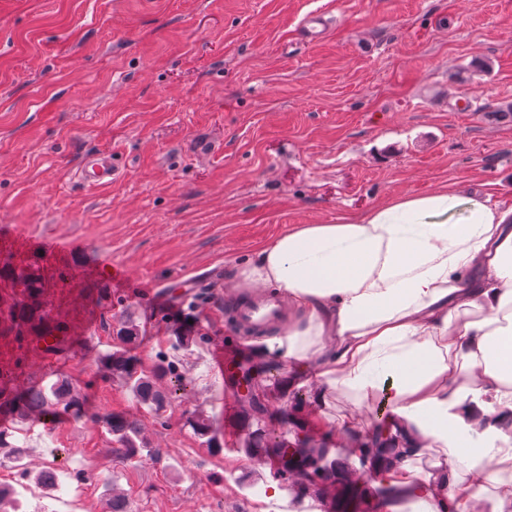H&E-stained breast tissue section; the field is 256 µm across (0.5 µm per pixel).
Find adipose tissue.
I'll list each match as a JSON object with an SVG mask.
<instances>
[{"label":"adipose tissue","mask_w":512,"mask_h":512,"mask_svg":"<svg viewBox=\"0 0 512 512\" xmlns=\"http://www.w3.org/2000/svg\"><path fill=\"white\" fill-rule=\"evenodd\" d=\"M232 281L275 288L294 313L266 352L314 368L316 401L336 389L384 394L367 416L371 445H394L386 479L412 512H477L457 487L512 470V206L443 185L387 197L327 224H299L234 267ZM448 450L436 481L409 461L420 444Z\"/></svg>","instance_id":"ef3b65f1"}]
</instances>
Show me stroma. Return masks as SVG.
Wrapping results in <instances>:
<instances>
[{"instance_id": "35a3bbf8", "label": "stroma", "mask_w": 512, "mask_h": 512, "mask_svg": "<svg viewBox=\"0 0 512 512\" xmlns=\"http://www.w3.org/2000/svg\"><path fill=\"white\" fill-rule=\"evenodd\" d=\"M315 11L335 24L311 43L299 29ZM508 104L512 0H0V389L65 377L89 405L22 424L28 468L61 473L60 488L25 490V512H103L114 490L129 512L398 508L359 453L358 398L340 389L319 408L290 365L259 391V422L291 447L329 449L348 489L301 496L276 453L244 451L241 393L217 362L228 348L250 367L276 357L229 332L245 290L227 275L289 227L389 195L448 184L512 205ZM101 150L123 174L93 192L78 170ZM27 276L68 355L43 353L11 317ZM128 318L143 369L164 354L188 380L159 417L101 364ZM183 319L201 341L177 351ZM198 410L221 450L187 427ZM110 413L140 421L149 454L121 452Z\"/></svg>"}]
</instances>
